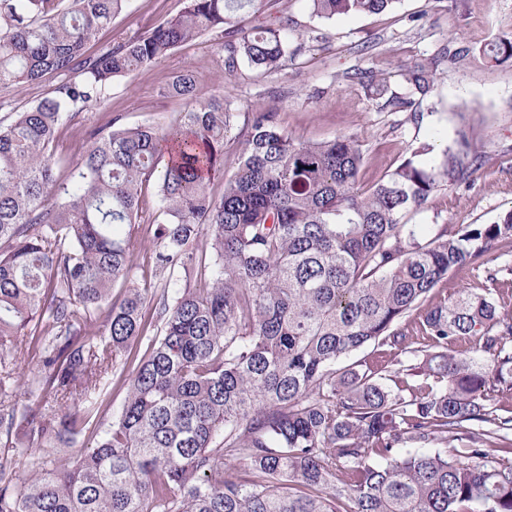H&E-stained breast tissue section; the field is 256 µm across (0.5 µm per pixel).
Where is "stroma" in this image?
<instances>
[{
	"mask_svg": "<svg viewBox=\"0 0 512 512\" xmlns=\"http://www.w3.org/2000/svg\"><path fill=\"white\" fill-rule=\"evenodd\" d=\"M184 6L185 0H128L87 52L97 55L143 35ZM246 23L287 24L286 66L258 72L244 64L229 76L223 30L189 40L156 66L116 79L103 103L64 117L53 144L57 176L68 177L67 164L86 132L111 118L161 131L174 124L187 103L166 95L164 88L188 69L202 91L222 95L237 108V127H244L251 110L260 107L274 113L280 130L294 140L356 139L364 156L360 182L365 186L395 169L409 149L429 145L422 160L437 165L445 150L467 138L482 157L481 169L470 183H441L427 208L406 212L403 223L420 228L444 224L453 233L469 224L495 223L512 210V59L494 63L478 58L462 65L444 57L451 44L476 48L512 35V0H397L383 13L330 19L313 14L309 0H264L260 13ZM431 59L436 62L434 90L414 109L388 106L354 77L355 71L369 72L386 79L390 92L400 93L404 69ZM164 220L155 188L147 187L133 245L140 278L158 292L165 282L154 274L158 244L153 231ZM491 268L499 272L497 281L487 278ZM465 288L490 293L499 313L512 316V249L495 252L488 267L450 272L434 294L450 299Z\"/></svg>",
	"mask_w": 512,
	"mask_h": 512,
	"instance_id": "stroma-1",
	"label": "stroma"
}]
</instances>
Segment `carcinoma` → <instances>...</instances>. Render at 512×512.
<instances>
[{
  "instance_id": "carcinoma-1",
  "label": "carcinoma",
  "mask_w": 512,
  "mask_h": 512,
  "mask_svg": "<svg viewBox=\"0 0 512 512\" xmlns=\"http://www.w3.org/2000/svg\"><path fill=\"white\" fill-rule=\"evenodd\" d=\"M127 2L0 0V94L59 79L0 122V512H512V457L487 448L512 433V408L495 404L512 394V317L472 289L432 297L451 271L512 248V209L428 240L400 223L441 181L468 182L479 154L462 138L435 168L416 149L364 188L356 140L296 142L256 111L217 198L208 185L234 112L185 69L166 88L188 103L176 126L113 118L60 181L51 145L64 114L263 0H185L150 32L86 54ZM311 2L329 19L397 0ZM227 36L229 76L241 60L263 71L286 63L283 26ZM475 52L511 59L512 38L451 58ZM404 80L406 96L388 100L399 108L432 92L433 67L416 63ZM152 181L166 216L155 273H179L184 287L150 310L131 239ZM415 310L410 328H395ZM153 321L159 335L148 336ZM465 336L480 337L489 370L448 352ZM143 341L120 414L94 446L55 464L57 448L106 413L103 387ZM369 343L382 359L336 370ZM22 362L36 363L23 382ZM20 390L38 402L19 407ZM21 441L36 451L26 479L9 454Z\"/></svg>"
}]
</instances>
